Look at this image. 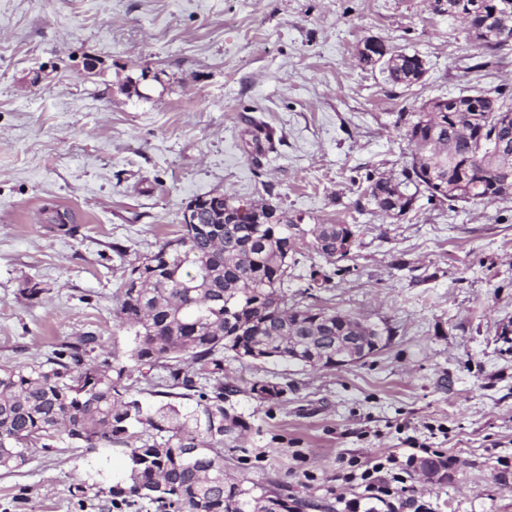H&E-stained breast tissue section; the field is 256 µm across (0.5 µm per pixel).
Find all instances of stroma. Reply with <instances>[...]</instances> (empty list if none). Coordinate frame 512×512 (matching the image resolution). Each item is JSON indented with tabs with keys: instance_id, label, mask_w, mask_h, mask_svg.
<instances>
[{
	"instance_id": "obj_1",
	"label": "stroma",
	"mask_w": 512,
	"mask_h": 512,
	"mask_svg": "<svg viewBox=\"0 0 512 512\" xmlns=\"http://www.w3.org/2000/svg\"><path fill=\"white\" fill-rule=\"evenodd\" d=\"M371 37L418 54L424 77L394 88L359 67ZM475 51L425 0H0V366L46 362L88 332L96 359L124 350L127 270L178 236L186 204L273 201L303 228L355 231L347 259L299 257L289 298L320 267V305L393 336L331 370L225 354L228 403L251 426L224 450L227 475L277 480L305 512H348L366 496L343 479L350 461L418 442L441 450L447 476L406 467L400 512H512V196L455 209L422 198L395 220L353 206L358 179L409 158L399 112L512 86V50L485 77L469 70ZM258 124L274 149L257 151ZM50 204L73 228L45 222ZM29 282L40 297L22 295ZM256 380L285 393L258 399ZM122 472L116 448L38 449L0 472V512H160L110 495Z\"/></svg>"
}]
</instances>
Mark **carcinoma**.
Instances as JSON below:
<instances>
[{
  "instance_id": "cac0c4a2",
  "label": "carcinoma",
  "mask_w": 512,
  "mask_h": 512,
  "mask_svg": "<svg viewBox=\"0 0 512 512\" xmlns=\"http://www.w3.org/2000/svg\"><path fill=\"white\" fill-rule=\"evenodd\" d=\"M433 12L461 10L478 52L470 70L496 66L512 49V11L497 0H435ZM389 64L375 66L392 87H409L426 72L417 54L386 48ZM467 105L448 111L441 98L401 112L397 125L412 147L410 160L396 176L366 175L355 209L399 216L421 196L428 202L480 204L512 194V158L489 153L500 140L501 122L512 115V90L474 88L458 95ZM231 224H184L179 237L130 266L115 311L119 327L131 336L120 353L98 362L88 359L97 337L86 334L65 343L44 365L0 367V471L16 472L29 463L32 448L63 443L74 448H121L123 484L110 489L161 504L167 512H303L309 504L285 486L225 473L224 444L237 440L247 422L225 406L234 389L224 386V353L250 361L336 367L340 341L359 336H390L376 323L288 299L295 255L310 248L328 261L344 260L352 250L349 224L301 227L302 218L273 202L231 205ZM46 222L60 227L73 216L44 207ZM162 368L166 390L143 401L126 381ZM214 379L210 388L197 380ZM197 393L196 405L180 399ZM251 394L274 399L283 389L255 381ZM149 434L130 446L138 431Z\"/></svg>"
}]
</instances>
